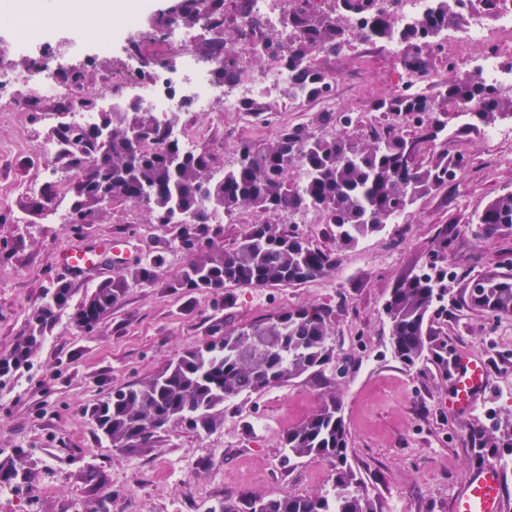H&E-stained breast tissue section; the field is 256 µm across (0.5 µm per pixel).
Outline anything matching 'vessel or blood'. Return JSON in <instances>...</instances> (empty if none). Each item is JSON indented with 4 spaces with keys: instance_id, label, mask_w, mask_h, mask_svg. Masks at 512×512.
Instances as JSON below:
<instances>
[{
    "instance_id": "vessel-or-blood-1",
    "label": "vessel or blood",
    "mask_w": 512,
    "mask_h": 512,
    "mask_svg": "<svg viewBox=\"0 0 512 512\" xmlns=\"http://www.w3.org/2000/svg\"><path fill=\"white\" fill-rule=\"evenodd\" d=\"M112 251L69 247L61 251L58 266L70 278L84 279L98 268L111 265ZM454 372L449 407L466 412L474 407L487 385V363L484 358L460 350L450 358ZM451 512H512L497 467L485 464L473 471L455 492Z\"/></svg>"
}]
</instances>
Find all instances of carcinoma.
Returning <instances> with one entry per match:
<instances>
[{"label":"carcinoma","mask_w":512,"mask_h":512,"mask_svg":"<svg viewBox=\"0 0 512 512\" xmlns=\"http://www.w3.org/2000/svg\"><path fill=\"white\" fill-rule=\"evenodd\" d=\"M440 0L431 14L403 39V67L426 70L444 60L450 72L458 65L444 53L442 28L461 19L453 4ZM319 9L314 0H291L281 24L288 46L274 34L260 37L261 49L250 62L277 60L288 71V93L303 91L315 99L335 96L336 78L313 66L312 57L336 52L356 29L373 37L388 35L376 0H330ZM246 0H181L173 19L185 24L203 16L212 36L200 52L219 59L214 77L221 83L239 80L245 68L239 55L244 33L228 13L243 10ZM476 104L472 122L461 132L512 120V93L485 82L478 70L465 72L437 93L398 87L372 103L371 111L387 121L365 123L361 116L334 106L319 111L315 127L284 124L271 138L245 137L236 146L238 158L224 177L214 179L212 156L186 153L168 136L167 127L141 107L103 112L101 123L54 127L51 135L65 146V169L74 172L68 223L98 224L107 216L103 197L114 204L145 208L150 224L178 226L180 249L192 259L168 287L184 293L218 295L228 285L273 288L323 279L336 271L333 250L313 247L304 237L270 223L254 224L232 249L218 246L223 234L221 214L249 209L285 214L302 210L320 213L336 242L352 246L380 231L417 199L457 184L469 160L435 149L447 127L448 111ZM486 231L512 225V192H505L477 214ZM163 257L155 254L123 268L91 289L75 308V325L91 332L122 299L129 283L152 284L160 276ZM437 277L428 273L401 280L383 304L393 351L407 367L430 354L447 371L448 349L433 344L429 314L442 297ZM478 288H466L469 307L497 317H512V271L479 277ZM72 291L64 280L53 283L45 301L26 320V331L12 349L0 354V388L19 370L30 367L58 313L69 307ZM335 311L300 306L270 312L247 324L226 326L221 337L183 352L158 373L138 384L112 390L91 410L96 429L112 445L130 452L146 448L153 436L146 426L180 425L210 431L221 424L224 402L259 393L299 378L315 379L326 372L342 377L347 361L336 353ZM288 461L319 458L332 472L333 491L325 495L275 497L242 494L207 504L202 512H375L363 490V479L349 461L342 404L334 394L282 438ZM35 476L24 449L0 460V486L19 493Z\"/></svg>","instance_id":"obj_1"}]
</instances>
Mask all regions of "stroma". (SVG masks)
<instances>
[{
	"instance_id": "stroma-1",
	"label": "stroma",
	"mask_w": 512,
	"mask_h": 512,
	"mask_svg": "<svg viewBox=\"0 0 512 512\" xmlns=\"http://www.w3.org/2000/svg\"><path fill=\"white\" fill-rule=\"evenodd\" d=\"M90 63L92 79L74 87L73 101L97 95L114 70L142 67L139 58L122 51ZM314 63L336 78V108L353 112H367L374 100L387 97L399 74L380 46L366 49L356 40ZM67 103L49 99L37 112L0 115V241L11 244L0 253V353L23 335L28 314L60 279L55 264L68 246L121 241L127 248L110 269L73 282L78 300L114 271L152 253L163 256V274L155 283L130 285L91 333L76 328L71 310H62L32 366L0 389V457L23 448L35 464L25 494L0 498V512H83L98 498L109 499L111 512H199L206 498L325 492L332 486L329 466L316 458L287 466L281 441L330 392L342 402L350 460L376 512H451L455 490L483 462L502 470L512 498V450L491 445L500 436L499 425L512 419V319L468 309L460 300L469 279L512 267V227L487 233L471 222L491 199L512 191V164L501 160L485 132L445 141L449 153L470 158L455 186L421 198L401 213L399 223L352 247L338 246L327 225L300 223L292 214L243 210L225 217L223 248L234 247L252 224L268 221L337 251L339 263L321 280L265 289L229 286L220 298L166 288L188 256L173 244L174 225L149 223L139 206H110L102 223L78 234L49 217L17 223L34 200L26 188L41 168L32 142L68 121ZM266 104L268 119L260 124L188 110L178 113L177 121L191 129L199 149L221 170L235 163L241 138L272 137L281 123L311 121L321 109L311 103L286 116L279 97ZM443 228L452 235L448 261L458 277L449 284L450 299L432 313L434 338L448 350L461 347L491 364L486 389L467 413L449 408L451 378L433 361L408 368L395 358L383 312L398 281L427 271L434 238ZM310 305L336 311L334 342L348 361L344 377L297 379L240 395L225 402L224 421L216 429L171 426L139 452L114 447L96 431L89 416L94 404L208 340L216 324H245L280 308ZM260 419L274 427L272 438L257 432ZM91 470L103 471L105 483L89 485L84 476ZM201 489L206 498L198 497Z\"/></svg>"
}]
</instances>
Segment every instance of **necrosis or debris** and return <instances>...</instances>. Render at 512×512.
<instances>
[{"label": "necrosis or debris", "instance_id": "4bbe7bcc", "mask_svg": "<svg viewBox=\"0 0 512 512\" xmlns=\"http://www.w3.org/2000/svg\"><path fill=\"white\" fill-rule=\"evenodd\" d=\"M25 10L24 20L35 19L48 30H63L68 34L60 50L35 48L31 51L32 64L28 72L19 74L0 67V99L15 96L24 85H34L40 95L59 97L66 89L61 83L59 54L77 56L83 49V35L91 32L93 24L87 19H67L56 14H42L33 7L32 0H21ZM437 7V0H395L389 20V35L385 50L393 58L404 57L406 45L404 32L418 26ZM288 8V0H250L245 12L236 14L235 20L244 31L262 29L288 41L289 34L280 25V18ZM205 20L188 26L181 22L170 23L164 39L156 47L157 53L176 59L175 68L159 67L152 70L144 93L133 91L127 75L117 73L104 87L112 106L120 107L132 101L158 116L169 126L171 138L180 142L184 150L196 148V141L189 129L173 124V114L192 108L201 115L210 114L215 104H222L225 111L243 113L247 102L272 94L285 98V111H294L306 103L305 94L289 95L288 74L280 63L273 62L259 71L249 72L231 85L214 81V62L201 60L195 50L197 34L206 30ZM442 41L449 54L461 67L479 70L492 85L512 86V66L503 59L512 56V4L488 17L480 10L466 7L462 20L449 24L442 32ZM488 43L494 53L475 58L469 53L471 46Z\"/></svg>", "mask_w": 512, "mask_h": 512}]
</instances>
